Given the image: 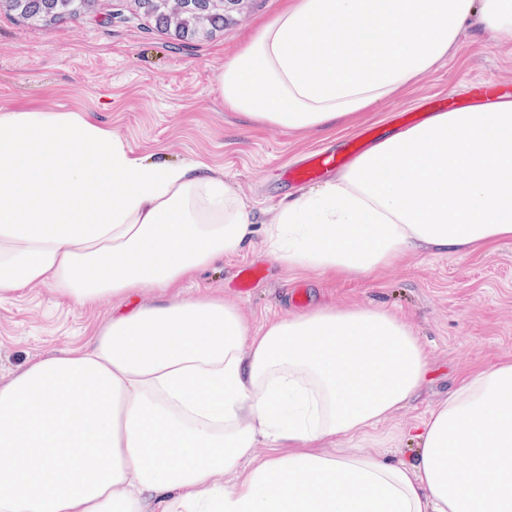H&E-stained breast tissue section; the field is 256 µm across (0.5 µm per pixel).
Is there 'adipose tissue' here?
I'll list each match as a JSON object with an SVG mask.
<instances>
[{"label": "adipose tissue", "instance_id": "ef3b65f1", "mask_svg": "<svg viewBox=\"0 0 512 512\" xmlns=\"http://www.w3.org/2000/svg\"><path fill=\"white\" fill-rule=\"evenodd\" d=\"M469 27L512 43V0H286L219 94L257 124L330 129ZM257 234L275 262L355 278L512 238V98L395 131L261 225L205 164L138 156L77 112H1L0 299L121 305L0 381V512H512L511 359L461 378L393 461L350 445L427 379L388 311L320 305L253 333L220 298L140 302Z\"/></svg>", "mask_w": 512, "mask_h": 512}]
</instances>
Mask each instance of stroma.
Wrapping results in <instances>:
<instances>
[{
  "instance_id": "1",
  "label": "stroma",
  "mask_w": 512,
  "mask_h": 512,
  "mask_svg": "<svg viewBox=\"0 0 512 512\" xmlns=\"http://www.w3.org/2000/svg\"><path fill=\"white\" fill-rule=\"evenodd\" d=\"M284 2L256 0L237 25L186 41L157 30L143 14L119 9L115 0H100L96 17L46 26L0 12V111L79 112L111 129L135 153L223 170L261 224L282 199L306 191V184L286 179L283 172L308 155L348 154L353 141L385 138L442 106L472 105L489 87L512 94V46L489 31L468 30L445 65L349 125L292 133L242 124L224 107L216 75ZM244 264L263 271L246 292L239 291L236 279ZM169 293L234 302L254 331L319 300L340 307L376 306L405 322L426 350L428 384L403 410L352 442L367 451L387 448L399 457L413 446L408 428L447 398L460 376L512 356V240L466 256L411 252L394 266L336 280L278 264L257 243ZM111 314V299L80 306L46 286L0 301V380L28 362L83 344Z\"/></svg>"
}]
</instances>
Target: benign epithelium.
<instances>
[{
	"mask_svg": "<svg viewBox=\"0 0 512 512\" xmlns=\"http://www.w3.org/2000/svg\"><path fill=\"white\" fill-rule=\"evenodd\" d=\"M66 4L70 19L86 18L96 13L99 0H59ZM126 7L147 16L155 14L166 18L165 31L177 40H188L212 35V18L224 16V26L238 23L251 11L256 0H122Z\"/></svg>",
	"mask_w": 512,
	"mask_h": 512,
	"instance_id": "obj_1",
	"label": "benign epithelium"
}]
</instances>
